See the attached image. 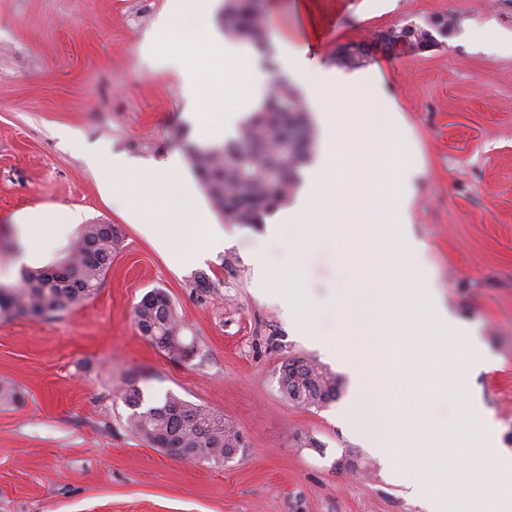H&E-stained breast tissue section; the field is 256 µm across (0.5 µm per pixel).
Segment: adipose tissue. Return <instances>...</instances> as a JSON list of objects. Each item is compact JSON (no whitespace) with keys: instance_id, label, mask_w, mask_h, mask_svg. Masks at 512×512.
<instances>
[{"instance_id":"obj_1","label":"adipose tissue","mask_w":512,"mask_h":512,"mask_svg":"<svg viewBox=\"0 0 512 512\" xmlns=\"http://www.w3.org/2000/svg\"><path fill=\"white\" fill-rule=\"evenodd\" d=\"M212 2L176 0L173 18L165 19L154 38L167 62L181 73L187 95L199 101L198 129L206 137L233 127L250 110L261 90L239 48L209 30L206 21ZM199 54L209 61L203 73L193 62ZM95 168L102 189L124 199L145 233L166 253L172 268L215 257L232 245V238L219 225L208 223L187 201L170 196L174 163L134 172L122 156L113 155L107 162L96 163ZM160 203L165 206L161 213L156 210ZM76 219V213L67 208H41L28 213L22 225L27 245L21 262L34 261L31 240L35 234L48 229L65 232Z\"/></svg>"}]
</instances>
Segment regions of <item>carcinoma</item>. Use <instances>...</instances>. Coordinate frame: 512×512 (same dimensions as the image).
I'll return each mask as SVG.
<instances>
[{"mask_svg":"<svg viewBox=\"0 0 512 512\" xmlns=\"http://www.w3.org/2000/svg\"><path fill=\"white\" fill-rule=\"evenodd\" d=\"M218 23L224 36L248 42L255 50L274 52L265 0H223ZM371 53L354 56L348 47L336 54V63L360 68ZM181 142L213 208L229 224H260L264 213L288 202L300 168L308 161L314 132L298 92L287 78L277 76L260 110L242 126L237 139L222 144L189 141L181 128L173 131ZM122 249L114 225L86 224L63 262L24 269L20 284L0 285V319L29 316L50 319L94 297L112 259ZM134 321L154 346L179 359L197 356L194 343L184 341L183 325L168 294L159 288L147 292L134 307ZM342 381L321 365L302 360L285 366L281 388L302 407H322L336 400ZM131 409L126 425L156 448L184 459L218 463L242 447L235 428L224 418L173 394L145 404L134 383L124 389Z\"/></svg>","mask_w":512,"mask_h":512,"instance_id":"carcinoma-1","label":"carcinoma"}]
</instances>
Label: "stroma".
Returning <instances> with one entry per match:
<instances>
[{
	"label": "stroma",
	"mask_w": 512,
	"mask_h": 512,
	"mask_svg": "<svg viewBox=\"0 0 512 512\" xmlns=\"http://www.w3.org/2000/svg\"><path fill=\"white\" fill-rule=\"evenodd\" d=\"M171 0H0V284L14 286L16 228L43 206L79 213L37 265L56 264L85 224L117 225L123 248L99 292L60 318L0 319V512H421L390 482L379 457L343 419L355 387L316 340L338 339L331 305L346 274L342 231L316 246L315 226L264 243L263 225L223 224L172 138L193 128L179 72L153 37ZM278 58L337 51L435 15L457 26L422 52H376L375 107L392 104L398 137L418 172L412 222L427 244L432 285L474 325L489 361L476 365L467 399L512 450V0H265ZM152 167L180 157L182 197L223 224L235 243L216 258L171 269L124 202L106 196L86 161L99 149ZM265 247L266 275L251 251ZM302 258L306 317L271 301L264 277ZM212 286L197 288L198 274ZM166 291L198 355L169 357L144 337L133 308ZM304 358L342 376L326 406L282 394L283 364ZM146 400L173 394L222 415L242 446L229 460L186 461L126 425L123 390Z\"/></svg>",
	"instance_id": "1"
}]
</instances>
